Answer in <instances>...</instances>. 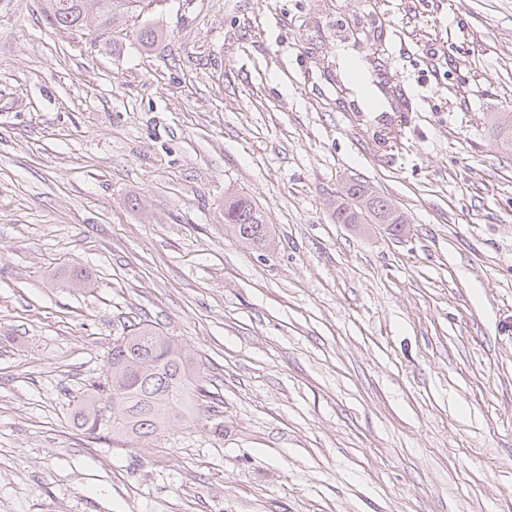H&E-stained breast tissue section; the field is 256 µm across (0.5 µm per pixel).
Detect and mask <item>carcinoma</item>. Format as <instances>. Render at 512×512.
<instances>
[{
	"label": "carcinoma",
	"instance_id": "1",
	"mask_svg": "<svg viewBox=\"0 0 512 512\" xmlns=\"http://www.w3.org/2000/svg\"><path fill=\"white\" fill-rule=\"evenodd\" d=\"M141 2L49 0V11L55 26H81L91 16L107 29L118 14ZM493 129L500 149L512 154V123L498 118ZM331 218L336 224H383L393 235L407 223L389 198L358 179L346 184L331 204ZM224 223L258 248L269 243L264 214L245 194L224 197ZM202 393L194 354L156 326L139 322L112 344L105 374L80 394L73 419L88 435L131 443L157 438L171 423L188 417Z\"/></svg>",
	"mask_w": 512,
	"mask_h": 512
}]
</instances>
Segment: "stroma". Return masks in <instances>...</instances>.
Instances as JSON below:
<instances>
[{
	"mask_svg": "<svg viewBox=\"0 0 512 512\" xmlns=\"http://www.w3.org/2000/svg\"><path fill=\"white\" fill-rule=\"evenodd\" d=\"M373 45L400 133L336 77ZM511 113L512 0H162L108 32L0 0V512H512ZM354 177L401 235L332 222ZM140 321L194 353L196 417L88 438ZM224 224L232 226L239 239L257 248H266L269 243V224H266L262 211L245 194L224 197Z\"/></svg>",
	"mask_w": 512,
	"mask_h": 512,
	"instance_id": "35a3bbf8",
	"label": "stroma"
}]
</instances>
